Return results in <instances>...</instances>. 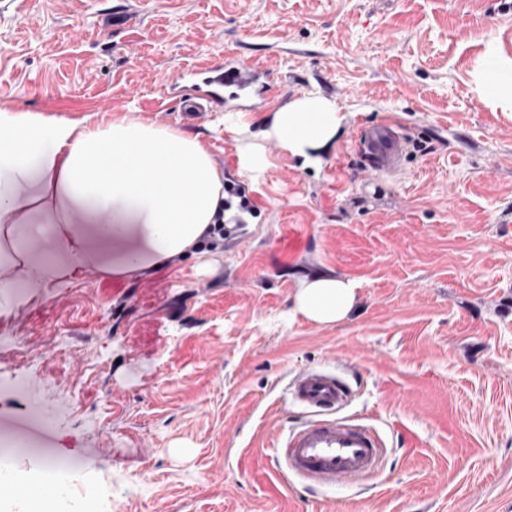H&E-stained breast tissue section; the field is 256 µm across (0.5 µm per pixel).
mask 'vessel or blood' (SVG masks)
Returning <instances> with one entry per match:
<instances>
[{
  "label": "vessel or blood",
  "mask_w": 512,
  "mask_h": 512,
  "mask_svg": "<svg viewBox=\"0 0 512 512\" xmlns=\"http://www.w3.org/2000/svg\"><path fill=\"white\" fill-rule=\"evenodd\" d=\"M191 79L168 80L172 95L183 112H206L212 103L223 101L225 87L246 91L255 81L253 68L237 57L225 55L223 63L196 67ZM408 142L402 124L394 117L364 126L358 140V153L370 171L394 176L403 170ZM294 400L307 412V418L276 445L285 461V470L320 484H333L373 473L382 453L372 432L336 411L348 402L354 390L331 371L312 368L297 374L290 383Z\"/></svg>",
  "instance_id": "b4317fda"
}]
</instances>
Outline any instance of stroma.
<instances>
[{"mask_svg":"<svg viewBox=\"0 0 512 512\" xmlns=\"http://www.w3.org/2000/svg\"><path fill=\"white\" fill-rule=\"evenodd\" d=\"M0 0V108L132 117L197 137L262 207L143 271L91 263L0 315V457L75 463L85 512H512V0ZM234 45L259 97L175 120L165 79ZM316 92L344 121L303 165L263 137ZM400 119L396 177L367 172L365 123ZM355 304L294 314L302 280ZM346 371V416L383 441L375 475L282 482L271 450L299 371ZM477 89L480 95L490 101L512 102V75L503 73L493 53H489ZM354 303L352 286L340 278L303 281L294 298L296 312L317 324L342 321L349 315Z\"/></svg>","mask_w":512,"mask_h":512,"instance_id":"35a3bbf8","label":"stroma"}]
</instances>
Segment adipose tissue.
Segmentation results:
<instances>
[{
	"instance_id": "ef3b65f1",
	"label": "adipose tissue",
	"mask_w": 512,
	"mask_h": 512,
	"mask_svg": "<svg viewBox=\"0 0 512 512\" xmlns=\"http://www.w3.org/2000/svg\"><path fill=\"white\" fill-rule=\"evenodd\" d=\"M336 104L310 93L280 108L268 131L304 163L335 137ZM37 194H26L30 181ZM224 175L205 146L178 130L121 118L107 123L46 118L0 108V238L16 270L0 277V302L22 306L42 288L64 285L92 260L107 273L130 275L182 255L224 211ZM61 213L52 250L35 253L15 234L33 204ZM40 280H31L27 267ZM355 303L339 278L302 282L294 307L306 319L333 324Z\"/></svg>"
}]
</instances>
